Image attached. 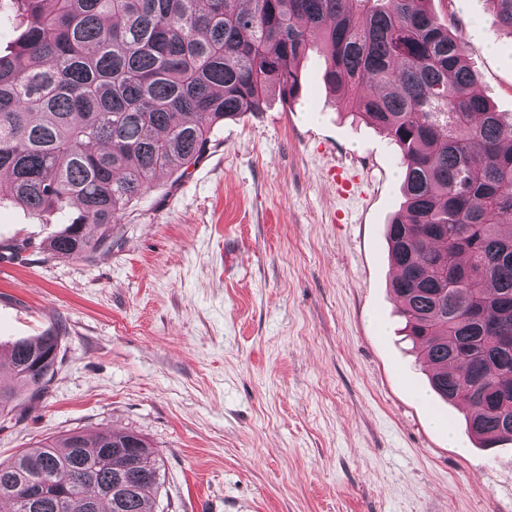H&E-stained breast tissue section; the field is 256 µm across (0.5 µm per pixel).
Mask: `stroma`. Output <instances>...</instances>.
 <instances>
[{"label": "stroma", "instance_id": "stroma-1", "mask_svg": "<svg viewBox=\"0 0 512 512\" xmlns=\"http://www.w3.org/2000/svg\"><path fill=\"white\" fill-rule=\"evenodd\" d=\"M432 8L512 113V36L480 0ZM324 70L313 47L296 99L217 124L94 259L40 250L68 213L0 202V353L62 338L47 392L0 416V460L107 427L158 451L154 512H512V443L477 447L404 339L395 147Z\"/></svg>", "mask_w": 512, "mask_h": 512}]
</instances>
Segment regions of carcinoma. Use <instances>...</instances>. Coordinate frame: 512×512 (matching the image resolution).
I'll return each mask as SVG.
<instances>
[{"label": "carcinoma", "mask_w": 512, "mask_h": 512, "mask_svg": "<svg viewBox=\"0 0 512 512\" xmlns=\"http://www.w3.org/2000/svg\"><path fill=\"white\" fill-rule=\"evenodd\" d=\"M512 36V0H485ZM25 21L0 53V200L70 210L56 257L112 250V224L159 176L207 153L211 129L299 92L314 41L339 102L390 137L403 212L387 225L391 288L435 394L467 411L482 448L512 441V118L478 92L469 50L431 0H9ZM61 337L11 345L0 414L55 376ZM140 467L122 504L106 488ZM160 459L146 440L77 431L0 461V501L29 512H153Z\"/></svg>", "instance_id": "cac0c4a2"}]
</instances>
